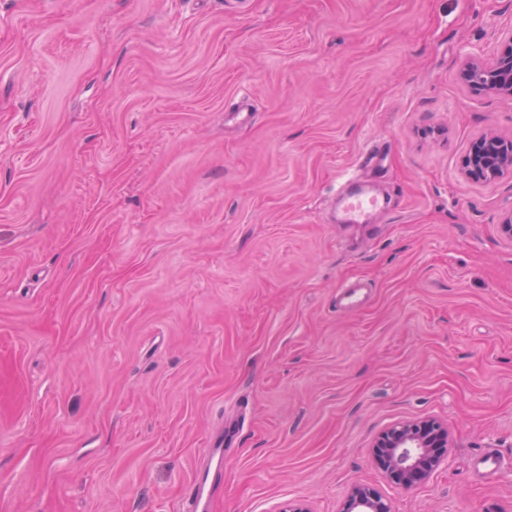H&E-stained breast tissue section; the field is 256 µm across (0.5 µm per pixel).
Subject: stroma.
I'll use <instances>...</instances> for the list:
<instances>
[{
    "label": "stroma",
    "mask_w": 512,
    "mask_h": 512,
    "mask_svg": "<svg viewBox=\"0 0 512 512\" xmlns=\"http://www.w3.org/2000/svg\"><path fill=\"white\" fill-rule=\"evenodd\" d=\"M512 0H0V512H512ZM389 202L335 224L351 178ZM364 283V308L337 295ZM447 425L403 487L388 426ZM494 449L500 470L475 465ZM460 76L471 88L512 98V31L505 35L503 50L492 63L470 59L463 65ZM465 174L474 181L493 180L512 173V138L486 134L470 147L465 158ZM374 463L396 484L428 479L444 462L448 428L432 418L396 423L375 440ZM207 469H198L190 483L187 495L182 500L179 512H208L212 492L213 474L224 467V438L210 442L207 448ZM341 512H392L390 504L373 490L356 485L343 504Z\"/></svg>",
    "instance_id": "35a3bbf8"
}]
</instances>
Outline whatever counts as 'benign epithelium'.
<instances>
[{
  "instance_id": "benign-epithelium-1",
  "label": "benign epithelium",
  "mask_w": 512,
  "mask_h": 512,
  "mask_svg": "<svg viewBox=\"0 0 512 512\" xmlns=\"http://www.w3.org/2000/svg\"><path fill=\"white\" fill-rule=\"evenodd\" d=\"M467 86L488 95L512 98V31L505 35L503 50L491 63L468 60L460 72ZM512 173V138L486 134L470 147L465 174L474 181L493 180ZM448 428L426 418L396 423L375 440L374 463L396 484L412 486L428 479L444 462ZM341 512H392L390 504L373 490L355 486Z\"/></svg>"
}]
</instances>
